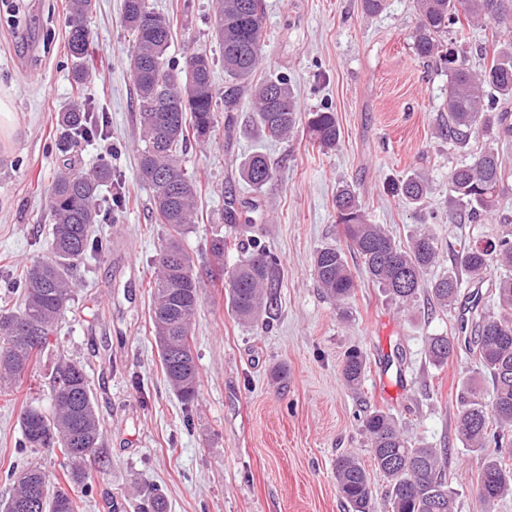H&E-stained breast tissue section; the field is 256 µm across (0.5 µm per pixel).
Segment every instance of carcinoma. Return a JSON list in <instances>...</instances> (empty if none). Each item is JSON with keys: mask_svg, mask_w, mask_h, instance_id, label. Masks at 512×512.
<instances>
[{"mask_svg": "<svg viewBox=\"0 0 512 512\" xmlns=\"http://www.w3.org/2000/svg\"><path fill=\"white\" fill-rule=\"evenodd\" d=\"M93 0H69L67 52L76 88L89 78V31L86 20ZM419 24L412 48L421 59L435 60L450 72L448 140L466 146L472 136L497 129L498 136L512 137V41L493 38L482 48L483 64L469 66L466 55L444 47L442 36L479 24L512 31V0H415ZM123 22L135 34L129 68L139 112V178L151 190L155 222L168 233L155 258L157 275L151 286L152 323L162 369L184 405L194 402L199 370L191 347V324L201 302V280L194 262L182 245V236L197 223V186L181 164L180 152L189 138L204 142L218 125L219 112H230L238 85L251 88L257 128L272 139L284 140L300 121L297 101L285 77L254 81L264 51L263 0H216L213 31L222 49L224 73L233 82L219 102L213 90V60L205 53L190 54L177 71L166 57L171 20L154 10L150 0H124ZM104 133L103 115L93 111L78 95L59 113L58 150L62 165L49 193L52 219L48 255L27 266L22 278L5 282L20 290L15 311L0 310V379L21 378L31 361L50 343L56 324L74 299V274L85 259L102 255L107 242L95 235V225L112 219L111 209L99 205L100 188L112 183V163L102 160L93 170L76 164L72 153L85 140ZM308 141L321 151L336 147L341 130L336 113L318 110L308 114ZM242 179L261 190L275 177L268 158L256 152L240 164ZM512 174L500 154L485 147L470 161L448 173V199L453 209L448 222L476 219L493 213ZM428 190V178L411 174L392 181L388 191L410 204L420 203ZM334 205L347 248L326 245L313 259V275L320 288L342 306L357 288L345 250L361 261L366 278L404 309L427 296L434 307L453 308L463 278L482 281L495 268L506 274L495 284L497 310H474L465 350L476 363V374L462 380L461 412L457 431L469 451L483 458L478 495L491 502L512 494V467L505 462L512 448H504L503 430L512 428V225L480 239L464 237L457 242L448 271L429 278L440 251L436 236L423 229L407 243L396 241L381 224H374L351 189L336 191ZM231 233L214 236L209 243L213 264H224V252H242V258L224 273V288L234 317L253 321L267 314L277 302L281 287L278 260L270 249L253 240L243 247L233 203L223 215ZM457 344L448 336L427 341V357L435 366L448 363ZM366 372L362 352H349L342 364V378L351 388L361 386ZM490 377L491 399L485 398L478 377ZM52 412L28 405L21 415V448H58L69 478L81 485L84 476L78 463L101 447L102 433L83 365H60L51 387ZM375 470L387 480L390 512H454L448 489V449L416 445L403 437L396 419L374 409L363 417ZM39 487L19 483L0 512H74V500L65 492H53L48 475L30 467ZM339 492L352 512H371L373 491L369 473L352 456L336 461Z\"/></svg>", "mask_w": 512, "mask_h": 512, "instance_id": "carcinoma-1", "label": "carcinoma"}]
</instances>
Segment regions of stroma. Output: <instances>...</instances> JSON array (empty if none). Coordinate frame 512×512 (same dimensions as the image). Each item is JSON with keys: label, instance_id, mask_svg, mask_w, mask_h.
I'll list each match as a JSON object with an SVG mask.
<instances>
[{"label": "stroma", "instance_id": "1", "mask_svg": "<svg viewBox=\"0 0 512 512\" xmlns=\"http://www.w3.org/2000/svg\"><path fill=\"white\" fill-rule=\"evenodd\" d=\"M19 24L0 5V96L12 101L15 124L0 142V307L18 306L2 288L44 255L51 232L48 191L61 162L56 115L75 95L65 25L68 0H14ZM160 12L177 9L168 58L183 67L191 53L213 61V85L228 82L212 36L214 0H151ZM266 52L258 78L286 77L300 112L329 108L341 137L334 150L312 148L304 129L285 140L264 137L253 124L249 89L238 90L209 141H188V175L198 188V220L182 243L203 284L192 323L199 367L197 396L184 407L169 388L151 332L154 259L167 230L152 217L151 192L138 177L139 114L128 71L135 44L122 20V0H95L83 93L109 119L106 136L81 144L75 158L90 168L108 157L125 198L113 220L96 227L108 245L86 260L75 300L48 350L21 379L0 383V503L13 493V466L45 470L54 489L72 492L76 512H141L161 491L168 512H351L336 484L335 461L350 454L370 465L358 416L364 408L393 414L404 437L448 451L455 512H512V495L495 503L477 494L482 467L455 432L459 382L475 364L457 351L432 365L428 337L451 334L452 312L419 300L402 313L385 293L359 279L337 308L318 288L315 251L343 244L333 198L345 185L370 220L405 241L430 225L440 251L459 238L490 233L489 220L448 221V173L466 154L441 133L447 68L412 49L418 24L413 0H386L375 15L361 0H264ZM255 151L276 170L263 190L240 177ZM424 173L421 207L387 191L392 180ZM252 203L255 233L278 257L283 281L269 324L242 323L228 308L224 278L209 264L207 244L222 222L224 203ZM406 354L403 376L385 368L394 348ZM365 353L359 390L341 376L345 353ZM64 361L82 364L102 430V446L81 463L85 491H73L58 449L19 451L20 414L30 404L49 409L51 373ZM283 371L284 382L271 378Z\"/></svg>", "mask_w": 512, "mask_h": 512}]
</instances>
